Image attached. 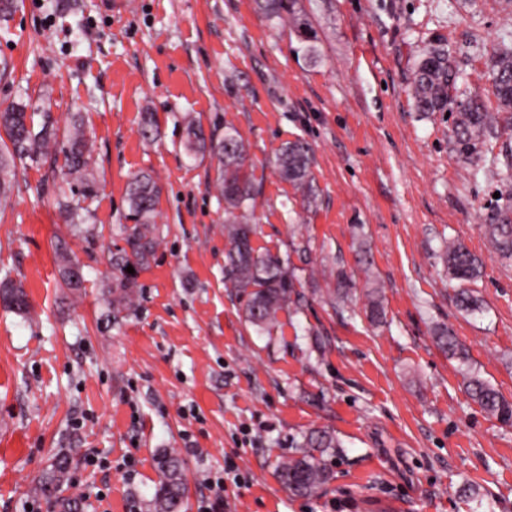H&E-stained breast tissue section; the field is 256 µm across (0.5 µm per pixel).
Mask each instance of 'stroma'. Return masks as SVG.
<instances>
[{"label": "stroma", "instance_id": "obj_1", "mask_svg": "<svg viewBox=\"0 0 512 512\" xmlns=\"http://www.w3.org/2000/svg\"><path fill=\"white\" fill-rule=\"evenodd\" d=\"M18 2L0 27V106L29 105L61 128L81 114L98 189L79 235L54 204L69 188L62 165L18 166L0 206V279L30 303L25 315L0 304V512H57L34 488L60 452L64 494L84 496L82 512H152L164 451L185 463L186 512L229 462L241 483L226 486L221 512H474L469 484L492 512H512V426L469 398L460 363L431 337L448 325L512 400V261L481 229L501 184L481 172L490 151L462 155L453 117L422 115L411 95L439 43L457 94L496 110L493 53L512 48V0H298L312 58L254 0ZM191 117L239 132L260 188L253 246L296 269L301 307L279 312L272 335L246 323L244 295L225 285L218 162L187 156ZM298 138L315 157L308 208L275 168ZM141 171L161 187L157 246L117 313L110 259L126 247L125 189ZM451 239L483 264L479 312L459 309L460 283L443 271ZM60 240L81 290L60 279ZM340 273L342 309L327 296ZM370 286L379 327L364 314ZM315 429L342 443L334 479L295 497L276 466Z\"/></svg>", "mask_w": 512, "mask_h": 512}]
</instances>
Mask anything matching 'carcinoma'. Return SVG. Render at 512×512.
<instances>
[{"mask_svg":"<svg viewBox=\"0 0 512 512\" xmlns=\"http://www.w3.org/2000/svg\"><path fill=\"white\" fill-rule=\"evenodd\" d=\"M255 9L269 21L286 20L296 35L300 50L308 56L316 53L315 33L308 16L296 7V0H254ZM456 75L448 58V50L437 45L432 47L419 62L414 75V104L418 111L430 114L442 112L451 104H457L458 115L453 134L456 144L465 153L478 145H486L500 138L499 113L512 112V52L495 51L492 93L498 111L491 112L483 99L470 96L456 101L451 95ZM0 128L8 142L0 144V201L7 198L11 188L16 163L27 158L63 155V167L71 183L79 186L78 197H63L58 201L71 220H83L82 212L88 208L82 203L95 194L90 169V149L83 123L75 120L66 130L59 131L49 115L43 116L40 129H35L33 115L23 105H10L0 109ZM184 149L191 157L210 154L217 158V186L224 199V214L231 219L228 237L231 247L225 255V278L232 287L246 294L245 321L259 333H271L277 323L279 311L295 303V276L288 267V260L278 255L261 253L250 243L253 225L247 222L246 213L254 207L258 188L252 172V164L236 129L227 127L224 135L215 131L205 132L194 122L185 129ZM500 155L505 159L506 171L488 168L484 173L498 176L510 204L489 213L484 233L496 251L505 259L512 258V143L502 142ZM277 165L280 176L290 183L304 200L316 199V186L312 168L314 156L308 143L297 139L287 143L279 153ZM132 224L124 225L125 241L129 252L111 259L119 272L116 277L117 297L111 300L116 312L133 301L134 278L127 267L146 264L152 256L157 241L154 214L158 203L159 188L153 176L142 172L134 176L126 187ZM444 261L448 274L457 280L471 282L481 274L478 258L461 242L450 241L444 249ZM366 318L377 325L383 322L385 312L377 290L368 293ZM0 301L19 312L28 309L22 286L9 279L0 282ZM458 304L465 312L481 309L479 298L467 288L458 294ZM434 341L448 357L465 365L468 354L457 336L446 326L434 330ZM466 392L488 415L504 425L512 426V401L505 398L488 380L476 372L465 376ZM341 447L336 436L328 430H312L299 445V450L280 462L276 476L289 493L298 497H312L333 478V472L323 460L329 450ZM70 455L59 454L52 467L40 479L36 491L48 501L57 503L60 512H79L77 500L64 497L60 488L69 468ZM160 482L155 494L153 512H182L186 498L183 481V461L176 455L162 453L157 461Z\"/></svg>","mask_w":512,"mask_h":512,"instance_id":"1","label":"carcinoma"}]
</instances>
